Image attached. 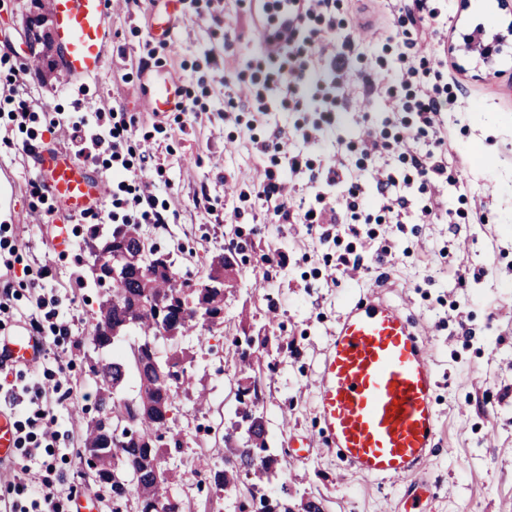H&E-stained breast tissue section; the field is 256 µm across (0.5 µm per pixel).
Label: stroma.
<instances>
[{
  "mask_svg": "<svg viewBox=\"0 0 512 512\" xmlns=\"http://www.w3.org/2000/svg\"><path fill=\"white\" fill-rule=\"evenodd\" d=\"M178 2L175 47L148 34L154 0H134L108 16L115 43L101 74L72 91L57 68L31 71L26 91L37 104L22 116L9 76L27 65V20L40 7L0 0V44L8 46L0 58V336L29 332L35 321L44 340L37 365L0 366V406L14 408L17 438L12 458L0 465V512H45L47 493L58 512H71L72 499L88 492L95 512H112L111 495L84 475L78 452L98 415L96 356L86 338L100 317L102 290L91 273L90 233L115 224L138 225L187 277L202 275L233 232L253 244L225 286L223 327L183 341L210 402L199 410L182 400L176 430L183 446L165 456L166 468L186 469L202 440L210 467H223L222 436L240 377L225 336L265 334L270 342L258 354L277 369L264 383L260 410L292 493L322 497L325 512H398L403 481L350 474L339 483L342 463L329 449L313 447L301 459L284 452L289 436L317 435L310 384L320 353L347 301L381 279L384 297L411 311L433 350L440 450L429 471L437 489L428 512H512V36L488 66L457 49L462 34L477 29L489 41L506 33L512 11L501 0H454L438 19L454 52L423 82L452 97L465 94L471 107L448 109L435 127L419 129L414 151L434 149L440 136L448 147L446 175L425 186L398 145L416 122L405 109L411 98L402 76L425 47L402 0H331L308 19L328 52L351 41L347 92L323 58L299 43L287 63L305 68L306 79L292 87L279 81L248 0ZM143 58L151 71L176 80L184 111H145ZM368 73L383 76L384 89L364 87ZM246 87L265 90L266 111L246 104ZM331 91L333 111L317 112ZM98 108L107 127L124 128L126 144L119 157L105 152L93 165L110 186L101 208L64 216L38 188L32 151L68 147L71 114ZM371 133L387 150L364 152ZM292 154L303 159L300 171L288 166ZM336 163L362 189L379 171L393 175L415 207L433 198L443 206L420 222L389 212L375 195L348 224H281L275 200L255 189L278 184L303 213L315 205L311 174ZM203 187L208 210L195 204ZM146 191L168 223L143 218L138 198ZM60 223L69 237L63 250L54 244ZM265 253L276 262L262 277L255 270ZM171 494L206 512H233L231 500L197 477Z\"/></svg>",
  "mask_w": 512,
  "mask_h": 512,
  "instance_id": "1",
  "label": "stroma"
}]
</instances>
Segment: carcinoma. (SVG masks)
<instances>
[{
	"mask_svg": "<svg viewBox=\"0 0 512 512\" xmlns=\"http://www.w3.org/2000/svg\"><path fill=\"white\" fill-rule=\"evenodd\" d=\"M93 251L95 283L112 282L100 303V318L87 343L102 355L94 365L98 378V416L82 439L81 461L112 494V505L134 512H184L186 505L170 494L178 475L163 465L165 454L182 443L172 424L193 362L181 339L200 328L224 325V283L247 243L233 237L196 280L180 275L170 254L143 241L127 224L106 232ZM117 268L121 278L112 277ZM162 338L169 353L158 356ZM267 336H231L230 345L243 369L252 375L237 382L230 427L224 434V468L204 465L193 473L208 476L216 490L233 496V512H324L317 497L295 498L276 467L278 453L268 444V429L259 410L264 374L276 365L255 360L254 347ZM259 482L250 483V475Z\"/></svg>",
	"mask_w": 512,
	"mask_h": 512,
	"instance_id": "obj_1",
	"label": "carcinoma"
}]
</instances>
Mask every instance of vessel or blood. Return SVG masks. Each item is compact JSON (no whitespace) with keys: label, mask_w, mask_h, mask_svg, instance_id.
Listing matches in <instances>:
<instances>
[{"label":"vessel or blood","mask_w":512,"mask_h":512,"mask_svg":"<svg viewBox=\"0 0 512 512\" xmlns=\"http://www.w3.org/2000/svg\"><path fill=\"white\" fill-rule=\"evenodd\" d=\"M57 67L70 88L97 77L114 40L108 15L112 0H47ZM295 24L287 7L262 24L267 53L287 44ZM145 106L152 112L182 109L180 88L154 80ZM40 190L61 212L96 210L107 186L87 164L51 146L34 158ZM40 337L21 333L0 339V356L32 366L40 362ZM319 436L347 471L364 479L405 480L403 499L419 508L432 493L425 474L438 448L436 372L432 350L413 316L383 299L378 289L354 296L336 324L312 383ZM15 416L0 407V464L11 459Z\"/></svg>","instance_id":"b4317fda"}]
</instances>
